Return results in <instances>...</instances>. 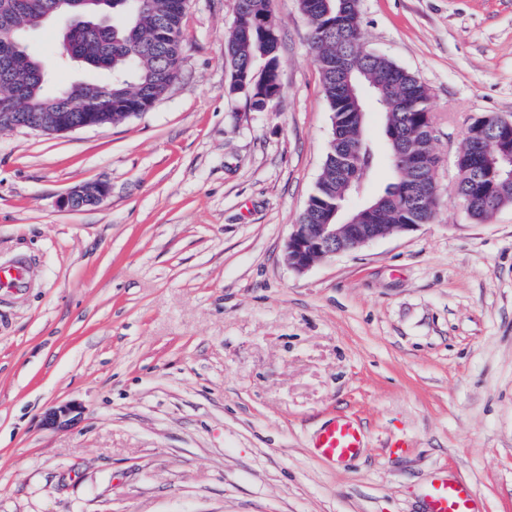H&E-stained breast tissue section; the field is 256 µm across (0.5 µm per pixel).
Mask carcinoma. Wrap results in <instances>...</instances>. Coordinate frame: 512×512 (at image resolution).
Masks as SVG:
<instances>
[{
    "label": "carcinoma",
    "instance_id": "cac0c4a2",
    "mask_svg": "<svg viewBox=\"0 0 512 512\" xmlns=\"http://www.w3.org/2000/svg\"><path fill=\"white\" fill-rule=\"evenodd\" d=\"M354 0H299V7L310 27V47L320 71L324 96L336 119V134L340 142L357 145L358 155L342 149L328 150L322 174L317 182L311 204L298 218L300 224H317L320 211L341 208L336 222L342 223L356 212L345 213L348 199L342 196V185L336 180V170L357 168L362 184L375 175L379 147L349 119L352 112L366 111L364 90L371 91L385 116V128L416 129L423 113L431 111L428 88L409 70L373 52L360 50L362 41L361 17L354 12ZM185 0H91L83 18L71 23V29L61 40V56L102 69L108 78L96 83H79L58 93L45 92L36 68L42 60L26 56L18 65L5 71L0 68V90L9 94L24 89L30 102L22 111L35 120L46 112L49 101L57 97L68 103V110L81 112L85 104L99 97L100 90L110 86L112 94L103 99L97 121L106 125L148 111L178 75L181 65L182 18ZM112 10V27L100 26L99 16ZM271 13L270 0H238L235 27L224 45V55L230 71L250 83L257 63L279 69L278 46L269 44L252 30L255 13ZM391 179L372 202L388 196L391 204L383 209L381 224H427V209L413 206L411 191L421 175L395 164L390 144H385ZM488 169L494 171L500 189L488 202L480 193L476 169L458 171L455 191L473 198V219L488 220L499 209L512 205V181L503 176L511 165L512 154L490 143Z\"/></svg>",
    "mask_w": 512,
    "mask_h": 512
}]
</instances>
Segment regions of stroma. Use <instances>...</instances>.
I'll list each match as a JSON object with an SVG mask.
<instances>
[{
	"label": "stroma",
	"instance_id": "obj_1",
	"mask_svg": "<svg viewBox=\"0 0 512 512\" xmlns=\"http://www.w3.org/2000/svg\"><path fill=\"white\" fill-rule=\"evenodd\" d=\"M236 5L188 0L147 112L0 130V264L29 265L0 292V512H426L440 478L512 512V206L454 194L467 126L512 118V0H360L364 47L430 91L441 205L303 273L331 111L298 0L270 2L279 96L230 92ZM81 183L109 194L64 208ZM339 417L366 446L334 465L311 444ZM81 405L76 402H66L51 407L45 412L44 424L51 428L65 426L73 414L80 412Z\"/></svg>",
	"mask_w": 512,
	"mask_h": 512
}]
</instances>
